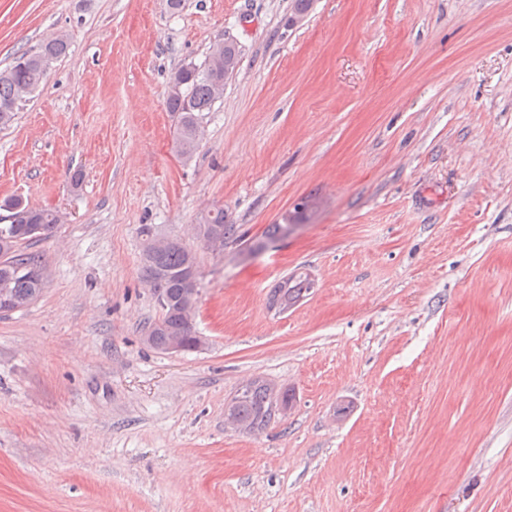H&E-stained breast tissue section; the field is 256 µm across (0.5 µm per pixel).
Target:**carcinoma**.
Listing matches in <instances>:
<instances>
[{"instance_id":"obj_1","label":"carcinoma","mask_w":512,"mask_h":512,"mask_svg":"<svg viewBox=\"0 0 512 512\" xmlns=\"http://www.w3.org/2000/svg\"><path fill=\"white\" fill-rule=\"evenodd\" d=\"M68 43L57 37L43 43L39 49L15 58L0 71V125L9 124L20 104L33 93L45 78V62L64 55ZM239 49L229 47L219 57L208 55L200 66L181 67L173 81L181 84L182 96L170 97L168 109L180 115L175 139L176 152L182 157L191 156L200 140V113L210 111L224 92V68L236 67ZM9 210V223L0 224V287L8 288L13 296L27 305L36 299L45 287L46 278L35 257L16 248L17 243H34L44 240L55 231L60 222L58 213L45 208L30 207L16 200L5 204ZM197 227L198 238L211 248L224 246L236 231L232 224L224 223V209L209 211ZM290 225L270 224L261 239L251 243L250 250L258 252L268 244L288 236ZM141 276L157 298L170 300L167 311L154 321L146 336L147 343L158 350L166 349L171 336H180L185 351L195 350L197 335L193 320L197 299L189 296L187 278L198 271L196 252L180 239L164 242L154 237L152 229L145 226ZM315 288L310 273L297 269L282 277L267 297L269 309L278 313L299 306ZM295 401L294 394L262 378L243 384L227 404L226 419L238 429L259 433L271 420L288 414Z\"/></svg>"}]
</instances>
